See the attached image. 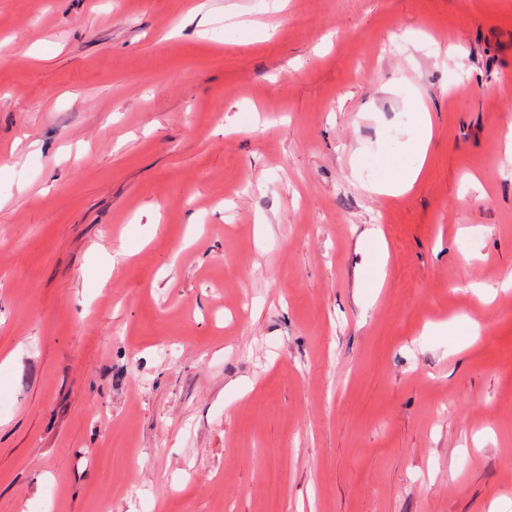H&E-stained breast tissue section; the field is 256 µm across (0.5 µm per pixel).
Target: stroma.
Wrapping results in <instances>:
<instances>
[{"label":"stroma","instance_id":"1","mask_svg":"<svg viewBox=\"0 0 512 512\" xmlns=\"http://www.w3.org/2000/svg\"><path fill=\"white\" fill-rule=\"evenodd\" d=\"M511 139L512 0H0V512H512ZM423 124L425 131L422 136L414 143V151L421 160V165L426 158L430 143V118L428 113H424ZM421 165L418 168L406 171L401 176L393 175L384 165V162L379 163L380 174L378 177L369 181L364 185L365 189L375 194L396 195L405 192L411 187L413 182L417 179ZM367 243L371 247L370 255L367 256L369 265L376 269L379 278L372 288H381L383 283L382 270L386 264L387 251L383 231L379 226L368 230ZM382 276V277H381Z\"/></svg>","mask_w":512,"mask_h":512}]
</instances>
